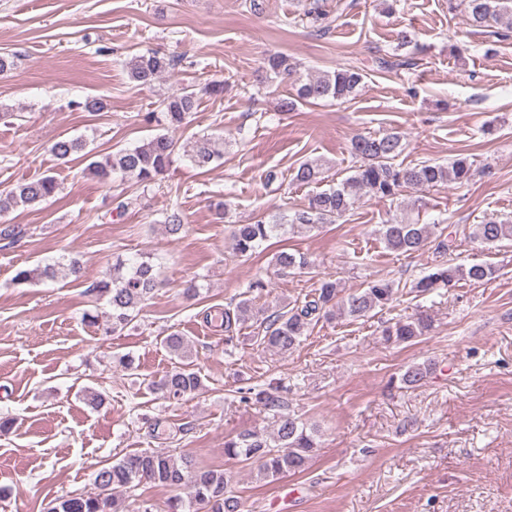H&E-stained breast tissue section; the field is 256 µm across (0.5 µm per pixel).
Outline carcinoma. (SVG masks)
Masks as SVG:
<instances>
[{"instance_id":"1","label":"carcinoma","mask_w":512,"mask_h":512,"mask_svg":"<svg viewBox=\"0 0 512 512\" xmlns=\"http://www.w3.org/2000/svg\"><path fill=\"white\" fill-rule=\"evenodd\" d=\"M449 9L462 7L468 20L477 27L497 25L504 32L512 31V0H448ZM304 16L322 29L331 28L334 19L323 9L322 0H307ZM269 69L277 76L293 79L295 94L283 100L281 110L291 112L299 104H340L354 99L364 85V69L342 66L333 71H323L304 77L283 53H273L266 58ZM174 66V59L158 52L134 54L124 61L131 81L147 86ZM197 94L183 90L161 101L162 110L146 112L140 120L151 124L180 127L188 123L196 110ZM86 141L80 138H61L50 147L52 155L67 161L82 152ZM402 136L396 131L380 136H358L352 140L351 155L359 165L340 183L309 199L308 205L293 215L275 214L251 224H236L231 234L233 254L250 258L262 246L287 231V227L301 226L313 229L321 224H333L349 212L361 193L381 198H394L407 187L428 188L440 183L465 184L474 176L473 163L459 157L445 166L421 162L415 165L396 163L404 152ZM223 156L218 142L203 135L185 150H180L173 138L159 134L132 148L103 155L88 166L90 176L108 185L116 177L133 180L143 186L154 183L178 160L185 159L198 170H207ZM326 166L319 160H307L294 172L293 179L303 184H318L325 180ZM59 190L55 176L45 174L35 180L21 182L0 197V213L11 208L38 206L54 197ZM380 237L391 252L412 255L422 251L429 243L436 244L437 252L453 251L454 242L444 238V229L437 224H418L411 221H391L381 225ZM470 237L484 246H493L505 240L512 241V224L497 219H487L472 228ZM273 265L278 272L311 269L313 262L303 253L281 250L274 254ZM66 268L69 275L81 277V267L75 260L56 261L21 268L15 276L17 283L40 282L58 277ZM497 269L491 264H473L447 267L419 278L413 285L418 293H431L448 287L461 279L475 284L485 283L496 277ZM160 284L159 271L150 256L135 261L116 259L112 269L101 280L91 283L87 293L109 306L104 331L114 333L128 327L140 312L142 304L154 294ZM267 283L257 279L249 284L239 300L231 301L224 308L225 343L233 342L240 325L256 318L255 295L263 293ZM394 284L385 279H372L351 293H343L340 281L331 277L319 279L318 288L302 301L277 305L263 317L256 327L258 345L280 354H286L301 344L311 329L322 319L360 320L374 311H382L395 299ZM428 316L419 315L410 320L398 319L383 326L381 336L387 343L411 342L431 330ZM164 347L179 358L188 357L186 337L174 332L163 339ZM432 362L412 364L404 370L399 381L406 387H419L433 373ZM148 388L170 401L179 403L203 389L199 371L191 364L176 366L161 378L148 383ZM240 400L256 401L272 416L270 431H245L224 441V455L244 462L256 471L260 480H277L290 474L305 471L319 450V429L303 422L286 411L285 401L278 393L253 388L239 391ZM141 483L153 484L173 492L162 512H198V506L207 512H245L243 500L228 489L229 477L225 472L197 466L187 455L166 452L130 453L96 471L94 484L99 492L77 493L57 498L47 504L45 512H125L126 506L117 498L104 497L105 491L127 490Z\"/></svg>"}]
</instances>
